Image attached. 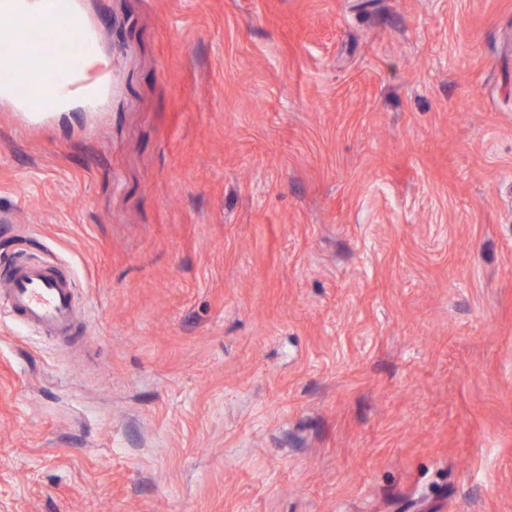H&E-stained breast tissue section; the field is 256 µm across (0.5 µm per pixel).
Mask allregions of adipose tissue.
<instances>
[{"label": "adipose tissue", "instance_id": "ef3b65f1", "mask_svg": "<svg viewBox=\"0 0 512 512\" xmlns=\"http://www.w3.org/2000/svg\"><path fill=\"white\" fill-rule=\"evenodd\" d=\"M0 17L5 20L0 43L13 46L0 53L1 102L31 115L89 112L99 106L106 93V84L96 73L102 58L76 0H0ZM58 24L64 33L83 34L78 58L26 36L33 26Z\"/></svg>", "mask_w": 512, "mask_h": 512}]
</instances>
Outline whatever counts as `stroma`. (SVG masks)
<instances>
[{
  "instance_id": "obj_1",
  "label": "stroma",
  "mask_w": 512,
  "mask_h": 512,
  "mask_svg": "<svg viewBox=\"0 0 512 512\" xmlns=\"http://www.w3.org/2000/svg\"><path fill=\"white\" fill-rule=\"evenodd\" d=\"M0 103V512H512V0H77ZM1 19L13 23L0 27V43H10L13 50L0 53V74L12 80H0V101L13 106L17 112L37 115L41 112H90L96 109L106 93V84L97 75L101 58L95 37L87 28L84 13L74 0H1ZM0 22H2L0 20ZM9 24L4 19L2 22ZM63 26V34L82 33L78 60L69 55L66 42L59 45L62 54L50 42H36L26 32L35 25ZM31 57L41 59V69L34 73L29 67ZM15 81L34 85L36 94L19 98ZM0 288L11 308L29 326L59 337L70 334L75 315V281L41 261L22 260L0 269Z\"/></svg>"
}]
</instances>
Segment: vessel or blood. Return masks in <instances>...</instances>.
Masks as SVG:
<instances>
[{
  "mask_svg": "<svg viewBox=\"0 0 512 512\" xmlns=\"http://www.w3.org/2000/svg\"><path fill=\"white\" fill-rule=\"evenodd\" d=\"M0 295L29 326L68 336L75 315V282L53 265L20 261L0 269Z\"/></svg>",
  "mask_w": 512,
  "mask_h": 512,
  "instance_id": "1",
  "label": "vessel or blood"
}]
</instances>
